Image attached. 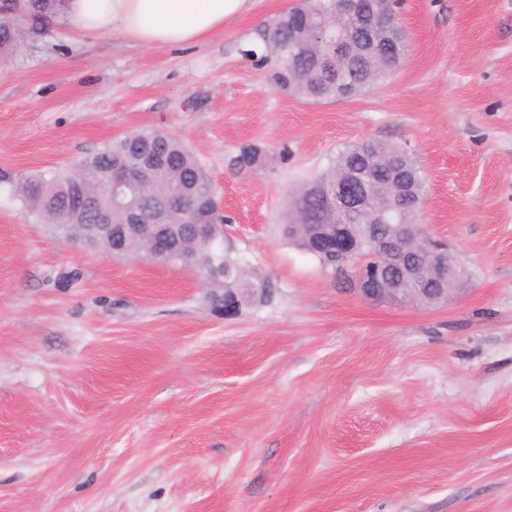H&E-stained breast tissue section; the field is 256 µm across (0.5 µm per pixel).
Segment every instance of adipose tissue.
Wrapping results in <instances>:
<instances>
[{
	"mask_svg": "<svg viewBox=\"0 0 512 512\" xmlns=\"http://www.w3.org/2000/svg\"><path fill=\"white\" fill-rule=\"evenodd\" d=\"M251 7L252 0H69L65 20L82 35L117 30L164 48L205 41Z\"/></svg>",
	"mask_w": 512,
	"mask_h": 512,
	"instance_id": "adipose-tissue-1",
	"label": "adipose tissue"
}]
</instances>
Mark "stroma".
<instances>
[{
    "label": "stroma",
    "mask_w": 512,
    "mask_h": 512,
    "mask_svg": "<svg viewBox=\"0 0 512 512\" xmlns=\"http://www.w3.org/2000/svg\"><path fill=\"white\" fill-rule=\"evenodd\" d=\"M293 2L176 48L59 20L0 61V169L174 134L274 285L224 317L199 268L66 240L1 186L0 512H512V0H403L400 69L324 104L241 55ZM365 138L423 167L448 302L365 300L281 236L289 190ZM251 143L272 161L235 168Z\"/></svg>",
    "instance_id": "35a3bbf8"
}]
</instances>
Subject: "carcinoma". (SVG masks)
Instances as JSON below:
<instances>
[{"instance_id": "carcinoma-1", "label": "carcinoma", "mask_w": 512, "mask_h": 512, "mask_svg": "<svg viewBox=\"0 0 512 512\" xmlns=\"http://www.w3.org/2000/svg\"><path fill=\"white\" fill-rule=\"evenodd\" d=\"M67 0H21L20 8L29 22L28 33L36 34L46 26V20L63 17ZM322 16L328 23V32L304 28V14ZM332 0H306L283 11L274 21L257 31V42L241 50L253 64L265 69L267 78L277 91L302 98L312 103L335 102L345 97L358 96L369 91L374 83H366L362 75L375 80L389 67H399L408 53L406 35L391 26L379 32L381 39L392 42L395 53L384 64L369 57L358 56L343 71L336 70V59L343 46L357 42L364 30L355 19L339 23L331 16ZM25 32L15 20L0 21V58L10 55ZM152 153L163 158L149 177L145 195L134 199L144 223L153 218L163 203L173 194H180L192 213V219L210 224L224 223L218 211L212 182L207 177L193 152L177 137L155 131L141 130L135 134L116 137L102 150L85 156L67 169L46 178L42 175L28 178L17 186L21 201L43 220L55 225L62 233L69 224H94L100 210L110 211L112 223L127 222L125 210L109 207V196L89 171L112 167L131 168L138 154ZM402 160L405 172L412 180L411 191L417 202L415 208L400 215L409 224L416 222L422 199L426 197V182L417 161L405 154V149L377 140H362L345 146L327 169L301 183L289 196L290 219L282 225L283 236L297 248L312 252L310 230L295 231L290 224H333L342 228L348 224L357 228L367 223L359 211H346L324 202V194L331 193L350 171L368 161L373 164L366 175L380 187L391 185L392 173L383 165L390 159ZM268 162L267 151L257 145L240 149L234 163L241 169L258 170ZM173 260L194 264L212 281H224L226 288H261L264 300L272 297L269 279L243 268L238 258L223 250L222 270L214 273L208 267V256L203 254L194 231L183 229L171 245Z\"/></svg>"}]
</instances>
